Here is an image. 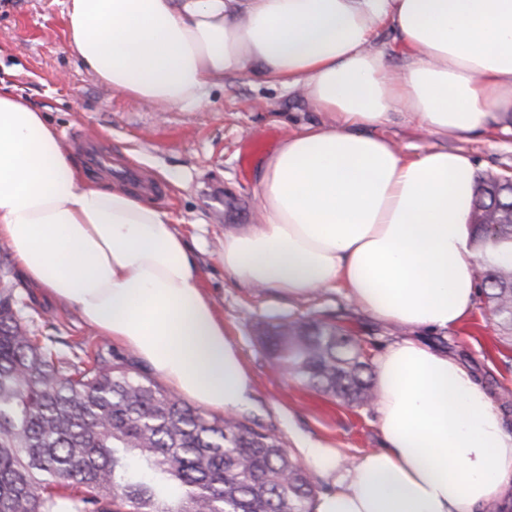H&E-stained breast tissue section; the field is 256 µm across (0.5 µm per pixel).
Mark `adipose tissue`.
<instances>
[{
	"label": "adipose tissue",
	"mask_w": 512,
	"mask_h": 512,
	"mask_svg": "<svg viewBox=\"0 0 512 512\" xmlns=\"http://www.w3.org/2000/svg\"><path fill=\"white\" fill-rule=\"evenodd\" d=\"M66 19L84 69L160 111L202 106L208 86L248 74L326 114L259 169L260 223L224 237L238 283L291 298L341 288L414 329L474 309V161L410 156L377 129L400 114L465 136L512 116V0H68ZM384 27L401 65L373 46ZM0 242L32 287L177 394L214 413L253 407V377L172 215L88 180L46 114L1 84ZM376 374L382 448L340 470L336 449L296 447L314 471L340 472L313 512H480L512 493V430L470 372L403 338Z\"/></svg>",
	"instance_id": "ef3b65f1"
}]
</instances>
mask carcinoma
Returning a JSON list of instances; mask_svg holds the SVG:
<instances>
[{
    "instance_id": "cac0c4a2",
    "label": "carcinoma",
    "mask_w": 512,
    "mask_h": 512,
    "mask_svg": "<svg viewBox=\"0 0 512 512\" xmlns=\"http://www.w3.org/2000/svg\"><path fill=\"white\" fill-rule=\"evenodd\" d=\"M493 215L495 224L483 219ZM487 309L512 336V193L472 212ZM502 250L497 262L487 260ZM0 274V512H312L317 486L275 435L206 415L104 344L35 336ZM273 366L348 404L376 398L362 344L314 314L259 330ZM68 348L63 352L57 345Z\"/></svg>"
}]
</instances>
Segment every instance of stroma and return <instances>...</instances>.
Returning <instances> with one entry per match:
<instances>
[{"label": "stroma", "instance_id": "obj_1", "mask_svg": "<svg viewBox=\"0 0 512 512\" xmlns=\"http://www.w3.org/2000/svg\"><path fill=\"white\" fill-rule=\"evenodd\" d=\"M67 5L68 0H0V82L16 86L33 106L46 110L63 148L83 135L97 141L119 166L128 165V149L141 152L148 164L139 167L140 176L155 168L173 174L175 185H162L153 200L197 245L201 285L254 376V406L244 419L290 449L300 435L336 448L348 460L382 447L375 406L347 404L291 383L272 368L257 325L297 312L328 314L361 338L372 362L405 336V329L373 317L339 288L291 298L242 286L224 269L225 234L258 220L256 169L287 132L322 121L323 113L297 94L247 76L208 87L203 106L159 113L102 84L77 63L67 48ZM379 132L409 155L432 148L465 150L481 179L512 176V121L507 119L466 140L422 132L401 116ZM0 264L6 265L18 307L35 334L102 343L76 309L32 288L1 242ZM426 340L481 380L512 428V339L494 324L484 302H477L455 327L428 331Z\"/></svg>", "mask_w": 512, "mask_h": 512}]
</instances>
